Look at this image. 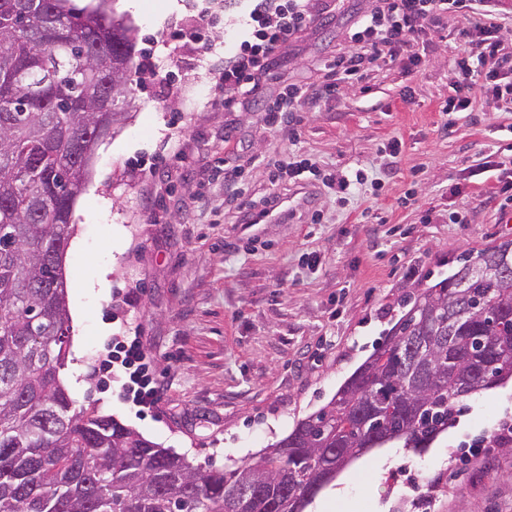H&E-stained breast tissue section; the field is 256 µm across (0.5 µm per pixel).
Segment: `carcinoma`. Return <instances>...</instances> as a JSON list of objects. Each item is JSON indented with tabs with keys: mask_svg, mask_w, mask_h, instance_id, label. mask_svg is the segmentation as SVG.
Masks as SVG:
<instances>
[{
	"mask_svg": "<svg viewBox=\"0 0 512 512\" xmlns=\"http://www.w3.org/2000/svg\"><path fill=\"white\" fill-rule=\"evenodd\" d=\"M67 2L0 0V512H304L368 442L426 448L456 404L512 377L505 241L406 297L331 400L249 463L202 470L73 409L62 263L96 129L124 113L133 38Z\"/></svg>",
	"mask_w": 512,
	"mask_h": 512,
	"instance_id": "cac0c4a2",
	"label": "carcinoma"
}]
</instances>
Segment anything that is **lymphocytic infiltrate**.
I'll use <instances>...</instances> for the list:
<instances>
[{
  "mask_svg": "<svg viewBox=\"0 0 512 512\" xmlns=\"http://www.w3.org/2000/svg\"><path fill=\"white\" fill-rule=\"evenodd\" d=\"M500 0H364L365 7L346 32L349 48L337 53L318 95L330 94L340 85L357 86L370 64L399 52L429 45L442 14L461 16L458 34L471 46L469 55L456 59L462 78L452 86L444 109L468 110L474 94L490 96L512 107V50L506 49L494 14ZM322 5L315 0H254L248 14L247 37L238 51L213 77L216 89L225 91V108H234L238 96L250 95L273 76L276 58L310 26ZM210 8H201L191 25L169 32L162 45L169 63H178L186 48H206L204 34L214 23ZM306 99L301 88L290 85L262 104L265 127L274 133L291 129L293 114ZM99 372L116 373L125 397L151 410L158 403V386L152 373V357L140 336H116L112 348L98 366Z\"/></svg>",
  "mask_w": 512,
  "mask_h": 512,
  "instance_id": "obj_1",
  "label": "lymphocytic infiltrate"
}]
</instances>
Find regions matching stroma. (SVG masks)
<instances>
[{
    "label": "stroma",
    "mask_w": 512,
    "mask_h": 512,
    "mask_svg": "<svg viewBox=\"0 0 512 512\" xmlns=\"http://www.w3.org/2000/svg\"><path fill=\"white\" fill-rule=\"evenodd\" d=\"M107 0L136 35L140 64L151 38L190 24L191 0ZM248 0H233L213 32L215 50H188L165 79L133 80L126 114L97 146L73 211L63 260L72 335L90 366L126 323L141 332L161 382L158 411L143 413L118 382L84 377L75 408L132 427L197 467L242 464L318 410L383 340L403 296L423 275L451 272L458 257L512 239V203L488 197L494 166L512 144V112L474 95L443 113L465 46L463 20L443 18L426 61L376 68L366 90L347 85L297 113L299 137L265 132L256 105L225 110L211 73L235 53ZM352 23L350 10L316 16L277 62L276 80L313 92ZM400 141L398 155L389 146ZM297 154L314 173L311 204L293 219L255 229L225 207V167L240 166L243 201L300 188L272 183L270 161ZM364 170L370 180L340 198L327 184ZM318 221H311V212ZM464 214L461 224L449 212ZM112 267L105 295L85 283ZM512 413V379L473 395L433 447L405 449L379 465L361 453L340 475L348 503L331 512H512V450L471 455L465 441ZM444 449L443 463L431 461ZM429 488L416 499L408 478Z\"/></svg>",
    "instance_id": "obj_1"
}]
</instances>
